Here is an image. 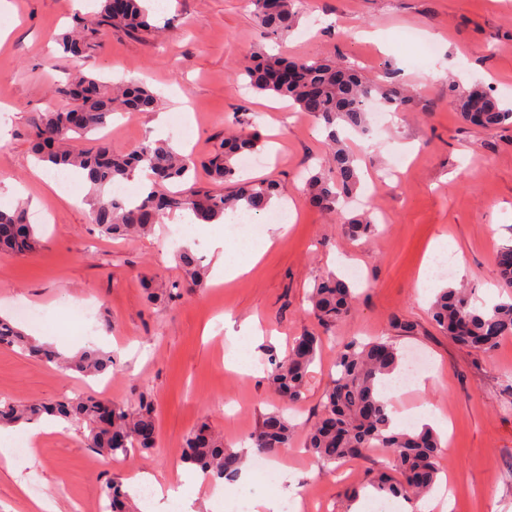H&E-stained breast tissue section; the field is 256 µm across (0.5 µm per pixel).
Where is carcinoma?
<instances>
[{
	"instance_id": "obj_1",
	"label": "carcinoma",
	"mask_w": 512,
	"mask_h": 512,
	"mask_svg": "<svg viewBox=\"0 0 512 512\" xmlns=\"http://www.w3.org/2000/svg\"><path fill=\"white\" fill-rule=\"evenodd\" d=\"M142 2L101 0L97 13L81 19L73 33L61 37L63 50L81 57L114 27L134 35L150 29L149 13ZM299 3L300 0H251L259 26L273 37H283L292 31ZM238 73L248 78L254 90L286 97L299 111L325 124L334 144L330 169L326 174L311 175L305 186L310 202L322 211L338 210L340 199L360 182L357 158L344 146L336 126L342 123L361 134L366 132L365 103L371 98L398 111L411 102L391 82H373L354 69L339 68L325 60H288L253 50L250 63ZM448 92L466 122L484 128L512 124V108L503 107L483 85L476 84L464 91L450 85ZM54 93L74 100L75 104L68 110H52L37 116L34 153L39 161L70 170L92 186V222L106 236L145 235L166 212L187 211L204 223L219 221L230 213L259 214L281 194L282 187L277 182L238 178L235 159L260 146L257 124L247 113L238 115L237 126L224 138L222 150L205 161L213 187L191 184L173 192L166 184L188 181L194 164L167 142L146 139L125 154L112 153L104 141L91 148L72 144L73 136L81 137L106 127L114 112L153 110L157 95L152 90L136 82L114 87L81 72L57 85ZM137 169L149 171L152 179L150 188L139 194L138 200L128 202L107 192L113 185L128 181ZM342 229L352 239L369 235L375 230L373 209L366 208L346 218ZM40 248L41 241L28 223L24 208L0 209V250L31 255ZM179 259L188 286H203L204 270L196 256L182 248ZM496 261L502 287L511 290L512 240L499 246ZM355 299L351 285L330 274L309 293L308 311L330 332L336 322L350 313ZM431 316L444 333L484 353L490 352L503 337L512 336V299L484 308L472 301L466 289L444 288L433 302ZM1 343L86 377L103 375L112 368L110 352L88 349L67 356L26 336L4 318H0ZM321 345V337L303 333L294 339L287 356L269 357L268 377L280 397L291 403L302 399L309 368ZM405 359L406 355L388 337L344 344L336 357L339 375L323 394L318 420L306 434V448L314 461L326 469H334L377 448L385 454L389 472L372 475L370 483L374 489L382 496L417 501L427 496L438 481L442 442L428 425L412 430H399L393 425L381 390ZM104 404L103 399L81 396L56 403L7 404L0 407V426L30 423L49 414L70 423L87 424L84 442L102 457L112 460L135 450L154 449L155 410L150 400L142 396L132 407L112 406L109 427L99 422ZM292 434L288 419L270 413L249 436L250 448L260 455H272L288 447ZM245 460L246 452L224 445V440L215 436L205 422L187 439L182 457L183 462L198 467L205 476L229 481L239 476ZM102 496L109 512H127V496L121 487L109 482L103 486Z\"/></svg>"
}]
</instances>
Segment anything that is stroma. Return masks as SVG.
I'll list each match as a JSON object with an SVG mask.
<instances>
[{"mask_svg": "<svg viewBox=\"0 0 512 512\" xmlns=\"http://www.w3.org/2000/svg\"><path fill=\"white\" fill-rule=\"evenodd\" d=\"M9 2L0 14V27L10 30L0 43V207L25 201L43 246L28 256L0 251V316L65 354L95 344L111 353L112 370L85 378L2 345L0 404L88 395L133 405L144 395L155 408L156 447L107 462L85 446L79 427L54 426L15 452L13 467L0 465V512H34L38 498L59 512H94L106 482L124 487L144 473L180 488L192 512H227L234 496L219 494L211 480H187L185 439L205 421L237 449L277 409L294 424V440L269 466L287 470L289 484L329 512H350L356 502L372 512L362 485L383 457L351 459L334 474L313 461L304 441L336 377L338 345L380 336L429 358L431 378L422 389H405L400 408L427 405L446 423L439 465L451 485V512H512V336L480 353L441 332L429 311L446 287L467 288L479 306L506 297L496 250L512 238V126L463 123L448 83H482L512 107V0H302L297 27L282 39L264 37L249 0H165L151 8L153 30L113 29L83 58L65 53L58 38L98 11L99 0ZM378 31L386 49L360 38ZM255 48L329 58L379 80L392 72L413 95L412 111L390 118L367 152L359 150V135L347 142L359 156L360 194L371 195L376 216L386 219L368 240L345 237L339 217L306 199L304 182L327 151L325 132L313 116L277 107L276 96L236 77ZM79 70L104 81L139 80L158 96L155 112L114 117L107 128L114 153L152 137L156 112L167 113L163 137L196 161L194 177L204 187L210 176L203 162L220 149L235 113L256 114L265 162L237 168L242 177L283 186L273 208L288 210L287 234L250 271L202 288L185 287L177 249L192 247L213 271L209 237L180 213L159 219L145 237L101 235L91 221L89 185L79 181L57 194L47 184L52 171L31 151L34 118L72 107L53 88ZM178 125L186 136L175 135ZM407 146L414 155L400 176L384 179L390 158ZM176 224L182 233L173 247L168 230ZM440 239L458 265L453 277L431 280L426 260ZM353 268L361 273L355 308L324 332L307 312V295L328 273L345 278ZM175 283L184 289L171 301ZM22 305L44 313V321L20 318ZM88 305L96 313L89 332L70 318L71 309ZM249 320L258 330L251 339L243 330ZM401 320L413 332L399 330ZM305 332L324 336L325 347L302 400L284 405L267 383L263 359L284 356ZM242 344L252 369H226L225 357Z\"/></svg>", "mask_w": 512, "mask_h": 512, "instance_id": "1", "label": "stroma"}]
</instances>
